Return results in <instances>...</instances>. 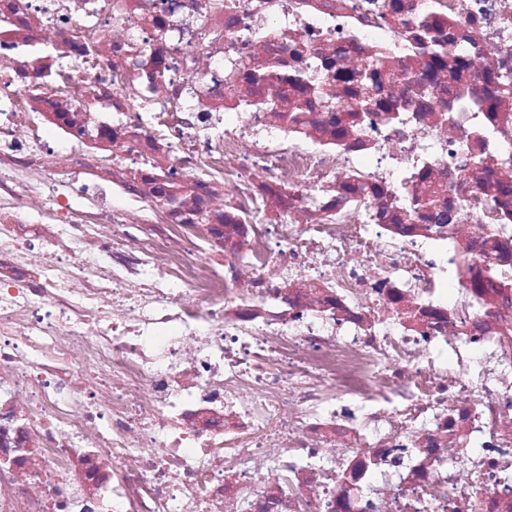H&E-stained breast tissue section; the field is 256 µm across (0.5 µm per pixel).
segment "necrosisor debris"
Wrapping results in <instances>:
<instances>
[{
  "instance_id": "1",
  "label": "necrosis or debris",
  "mask_w": 512,
  "mask_h": 512,
  "mask_svg": "<svg viewBox=\"0 0 512 512\" xmlns=\"http://www.w3.org/2000/svg\"><path fill=\"white\" fill-rule=\"evenodd\" d=\"M3 14L0 512H512V0Z\"/></svg>"
}]
</instances>
